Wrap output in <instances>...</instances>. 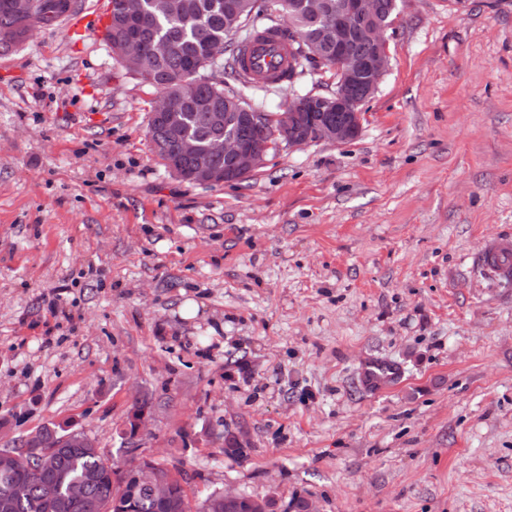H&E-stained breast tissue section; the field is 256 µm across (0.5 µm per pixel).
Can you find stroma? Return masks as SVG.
Wrapping results in <instances>:
<instances>
[{
  "mask_svg": "<svg viewBox=\"0 0 512 512\" xmlns=\"http://www.w3.org/2000/svg\"><path fill=\"white\" fill-rule=\"evenodd\" d=\"M108 5L0 52V445L68 424L194 503L512 512V284L477 266L512 237V0H399L359 136L232 185L162 165ZM220 81L273 115L333 87ZM399 371L391 365L376 362L366 365L362 371V379L365 386L373 388L378 386L382 381L397 378ZM224 509L223 511H232L233 508L238 507L242 502H246L249 505V512H271V503L267 499L263 498H252L249 499L246 496L236 493L230 490L224 489ZM242 509V506H239Z\"/></svg>",
  "mask_w": 512,
  "mask_h": 512,
  "instance_id": "stroma-1",
  "label": "stroma"
}]
</instances>
